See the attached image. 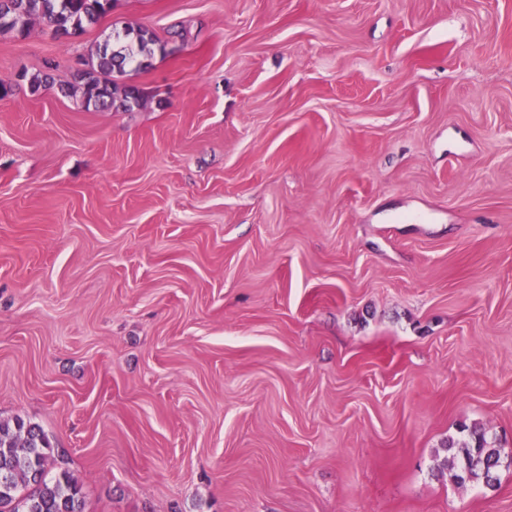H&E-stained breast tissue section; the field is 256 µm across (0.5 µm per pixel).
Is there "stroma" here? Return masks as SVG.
Listing matches in <instances>:
<instances>
[{
	"mask_svg": "<svg viewBox=\"0 0 512 512\" xmlns=\"http://www.w3.org/2000/svg\"><path fill=\"white\" fill-rule=\"evenodd\" d=\"M127 26L139 106L62 95ZM1 83L0 420L85 512H512L442 450L512 448V0H116Z\"/></svg>",
	"mask_w": 512,
	"mask_h": 512,
	"instance_id": "obj_1",
	"label": "stroma"
}]
</instances>
